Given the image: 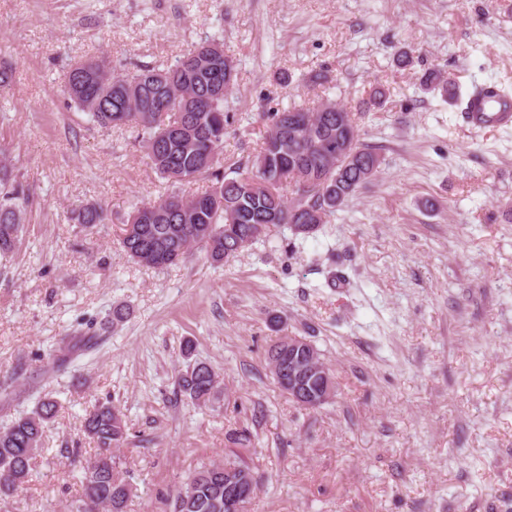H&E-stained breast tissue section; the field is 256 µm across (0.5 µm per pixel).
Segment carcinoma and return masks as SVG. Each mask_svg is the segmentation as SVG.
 Listing matches in <instances>:
<instances>
[{
    "label": "carcinoma",
    "mask_w": 512,
    "mask_h": 512,
    "mask_svg": "<svg viewBox=\"0 0 512 512\" xmlns=\"http://www.w3.org/2000/svg\"><path fill=\"white\" fill-rule=\"evenodd\" d=\"M233 62L224 55L218 36L188 49L176 64L120 72L104 55L80 60L64 74L63 90L77 108L102 128L132 126L152 169L175 185L207 175L210 189L185 195L168 191L135 207L128 215L121 247L136 264L164 268L183 260L200 246L214 263L239 254L273 226L326 224L357 192L381 172L383 157L361 140L355 113L327 99L304 102L270 113L271 124L251 160V166L228 178L221 171L227 115L224 103L236 81ZM426 90L451 104L462 102L459 82L430 68L422 77ZM387 99L384 87H371L367 111ZM347 145L352 159L336 170V149ZM21 184L5 164L0 165V258L13 254L22 229ZM84 229L105 221L104 210L86 204L76 211ZM179 390L198 404L214 398L218 375L197 363L177 378ZM59 410L46 398L29 414L0 430V495H10L30 482L32 461L47 425ZM84 430L98 455L81 480L79 512H127L133 486L112 454L125 436L121 409L101 403L84 418ZM249 470L225 461L197 471L173 497L170 512H226L228 486L249 503L257 494L254 478L241 482L228 474Z\"/></svg>",
    "instance_id": "carcinoma-1"
}]
</instances>
